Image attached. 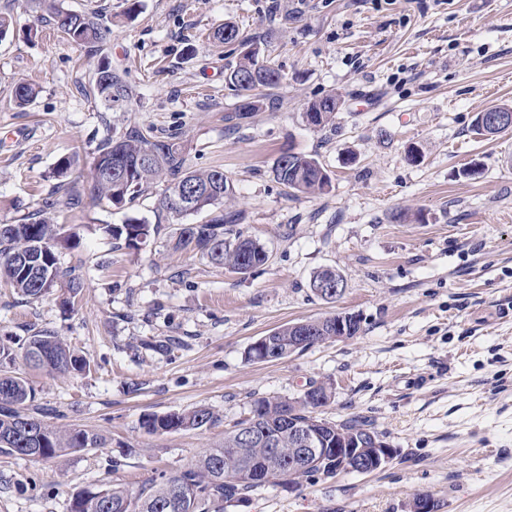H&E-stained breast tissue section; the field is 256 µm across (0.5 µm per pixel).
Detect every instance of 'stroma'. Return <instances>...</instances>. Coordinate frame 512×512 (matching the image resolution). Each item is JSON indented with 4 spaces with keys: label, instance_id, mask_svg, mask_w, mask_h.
Listing matches in <instances>:
<instances>
[{
    "label": "stroma",
    "instance_id": "1",
    "mask_svg": "<svg viewBox=\"0 0 512 512\" xmlns=\"http://www.w3.org/2000/svg\"><path fill=\"white\" fill-rule=\"evenodd\" d=\"M98 12L101 50L71 45L34 0H0L14 27L0 38V224L50 208L71 245L60 268L81 284L73 311L60 291L30 301L0 287V342L47 330L90 362L52 374L17 357L46 420L95 430L104 447L32 461L0 455V512H70L73 493L136 491L184 469L248 416L256 398L331 387L321 415L367 422L394 449L369 473H316L267 484L225 512H512V132L477 134L474 119L512 105V0H63ZM261 43L284 79L234 119L224 80L237 46L224 24ZM128 89L104 107L101 57ZM37 97L16 107L17 82ZM340 100L332 125L305 112ZM138 128L179 136L188 169H223L221 203L268 262L242 275L175 249L178 222L158 202L166 181L121 209L91 202L99 144ZM420 161H411L410 150ZM314 156L329 190L295 196L277 180L281 153ZM76 162L67 182L57 159ZM481 173L465 176L472 164ZM157 233L131 251L107 229L130 219ZM336 268L334 303L310 289ZM337 313L359 333L273 362L249 346L275 328ZM206 407L216 424L152 435L151 414Z\"/></svg>",
    "mask_w": 512,
    "mask_h": 512
}]
</instances>
